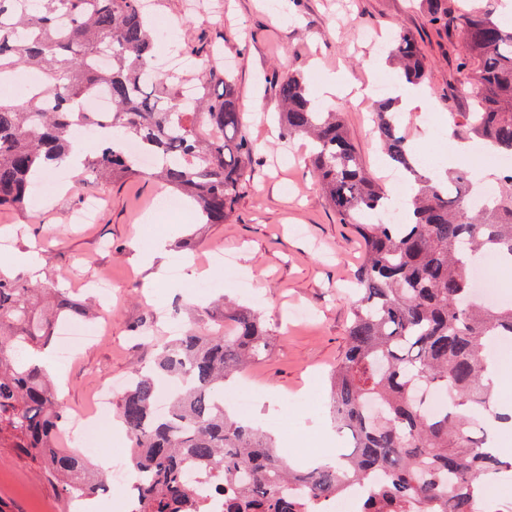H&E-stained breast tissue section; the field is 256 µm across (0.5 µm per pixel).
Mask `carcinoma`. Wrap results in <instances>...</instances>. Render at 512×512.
<instances>
[{
    "label": "carcinoma",
    "mask_w": 512,
    "mask_h": 512,
    "mask_svg": "<svg viewBox=\"0 0 512 512\" xmlns=\"http://www.w3.org/2000/svg\"><path fill=\"white\" fill-rule=\"evenodd\" d=\"M144 0H0V78L25 67L47 85L20 100L0 98V208L21 210L40 174L66 161L75 133L91 138L83 172L119 180L142 173L129 142L153 158L149 178L194 203L203 224H223L250 180L255 146L244 127L234 76L221 89L199 77L192 105L180 99L184 79L159 75L156 35ZM429 23L457 37V70L467 76L472 109L452 112L503 157H512V27L490 5L453 8L424 0ZM390 57L398 79L424 81L421 47L407 33ZM100 90L110 112H88ZM281 135L308 137L319 185L339 220L366 244L355 277L347 344L331 376L330 411L352 449L316 466L294 468L259 424L224 410V383L270 351L263 317L244 306L224 308V331L189 328L163 347L154 367L135 370L116 416L133 442L132 470L147 473L139 512H205L199 487L237 481L227 512H311L349 483L371 487L365 512H472L488 481L512 474V457L488 447L489 428L511 427L512 412L494 414V360L488 343L512 340V303L475 299L468 268L477 256L512 255V172L498 173L499 191L475 209L455 173L433 181L419 169L391 103L378 106L373 129L388 162L413 177L402 224L369 223L388 194L364 168L338 112L320 111L303 78L277 86ZM88 316L86 304L49 282L0 271V442L30 456L69 503L111 490L91 459L58 446L65 410L57 386L29 355L53 345L57 329ZM172 383L168 411L156 409L158 380ZM447 394L443 409L421 405L422 390ZM196 484L181 479L186 468Z\"/></svg>",
    "instance_id": "cac0c4a2"
}]
</instances>
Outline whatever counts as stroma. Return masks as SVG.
Listing matches in <instances>:
<instances>
[{
    "instance_id": "stroma-1",
    "label": "stroma",
    "mask_w": 512,
    "mask_h": 512,
    "mask_svg": "<svg viewBox=\"0 0 512 512\" xmlns=\"http://www.w3.org/2000/svg\"><path fill=\"white\" fill-rule=\"evenodd\" d=\"M191 0H152L150 10L167 31L155 52L190 49L198 75L215 63L207 45L224 48V62L236 76L245 130L257 152L251 180L226 223H200L196 210L180 203L154 211L170 191L147 176L98 180L81 188L77 168H64L66 185L50 197L34 195L25 210L0 209V237L12 254L38 249L41 280L89 298L99 333L62 363L57 382L67 414L95 405L100 387L128 380L133 369L153 363L173 336V323L210 332L224 323L223 299L260 311L271 330L266 358L235 379L250 390V420L275 438L280 452L297 466L317 448L348 449V433L336 432L329 416L330 375L343 354L353 317V277L362 259L359 236L339 218L317 187L307 140L282 138L273 117L278 110L276 82L299 73L309 96L326 78L341 73L350 96L337 97L350 137L367 169L384 186L391 170L372 130L371 114L381 98L377 89L392 69L374 43L404 31L415 37L427 61L424 110L402 113V129L418 156L439 155L438 167L465 168L477 183L493 171L482 153L464 161H444L454 139L448 116L468 111L464 78L455 71V49L433 28L420 0H224L223 12ZM101 199L91 222L73 216L87 196ZM159 234L168 238L165 261L145 262L144 252ZM224 252L231 263L212 262ZM10 258L0 271L19 275ZM193 260L207 274L208 286L195 292L194 280L173 277L177 264ZM107 275L112 296H93L90 279ZM308 315L295 318L291 309ZM152 319V340L141 344L133 330ZM0 512H65L58 487L40 475L26 456L0 445Z\"/></svg>"
}]
</instances>
